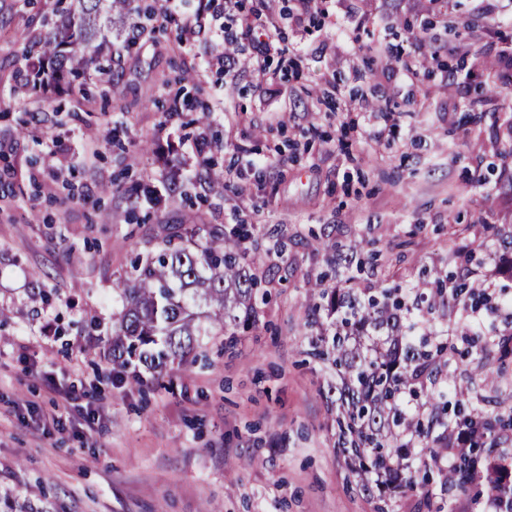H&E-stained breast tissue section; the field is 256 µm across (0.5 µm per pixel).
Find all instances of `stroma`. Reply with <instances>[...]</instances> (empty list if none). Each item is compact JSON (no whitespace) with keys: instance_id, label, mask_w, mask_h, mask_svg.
I'll use <instances>...</instances> for the list:
<instances>
[{"instance_id":"stroma-1","label":"stroma","mask_w":512,"mask_h":512,"mask_svg":"<svg viewBox=\"0 0 512 512\" xmlns=\"http://www.w3.org/2000/svg\"><path fill=\"white\" fill-rule=\"evenodd\" d=\"M56 0H0V494L56 512H375L345 480L329 364L307 354L320 246L337 225L371 229L379 266L403 283L448 270L454 229L512 224V86L481 93L484 61L512 70V0H240L242 42L274 39L231 69L214 27L175 42L143 34L108 101L14 94L12 32ZM213 104L183 126L174 98ZM479 121H470V114ZM176 147L180 196L157 205L109 192L161 186ZM143 220L129 224L126 212ZM244 224L283 251L260 266L270 296L256 328L206 336L164 377L116 380L107 338L116 286L137 253L183 219ZM62 383L71 399L59 396ZM97 408L93 432L58 417Z\"/></svg>"}]
</instances>
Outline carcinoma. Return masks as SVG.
I'll use <instances>...</instances> for the list:
<instances>
[{
	"label": "carcinoma",
	"instance_id": "obj_1",
	"mask_svg": "<svg viewBox=\"0 0 512 512\" xmlns=\"http://www.w3.org/2000/svg\"><path fill=\"white\" fill-rule=\"evenodd\" d=\"M133 16L158 18L156 7L144 12L141 0H70L54 18L41 20L37 32L25 29L16 42L22 65L14 90L46 96L60 86L77 90L84 101L106 100L114 88L119 59L112 29ZM477 249L495 262L494 275L512 281V227L491 226ZM243 225L223 234L203 232L182 221L169 226L157 246L139 254L129 277L121 280L122 309L112 317V362L119 370L142 365L162 372L184 364L201 336L233 335L256 317L259 278L256 267L280 243L251 246ZM377 240L360 234L348 248L326 245L342 278L320 289L310 327L319 334L309 354L329 363L336 383V446L350 482L376 496V512H390L392 493L420 490L414 512H433L434 485L442 493H478L512 512V456L499 451L501 437L512 432V389L500 391L495 379L512 365V311L504 327L491 323L478 335L479 354H497V366L481 364L467 384L456 381L463 352L449 341L451 329H430L415 340L402 318L428 314L452 302L473 307L480 301L495 315L501 310L492 280L470 268L473 251H454L450 259L464 279L439 277L425 295L422 284L389 286L377 265L361 254ZM356 268L358 275L347 274ZM206 310H200V305ZM453 453H448V449ZM0 512H45L27 500L0 497Z\"/></svg>",
	"mask_w": 512,
	"mask_h": 512
}]
</instances>
